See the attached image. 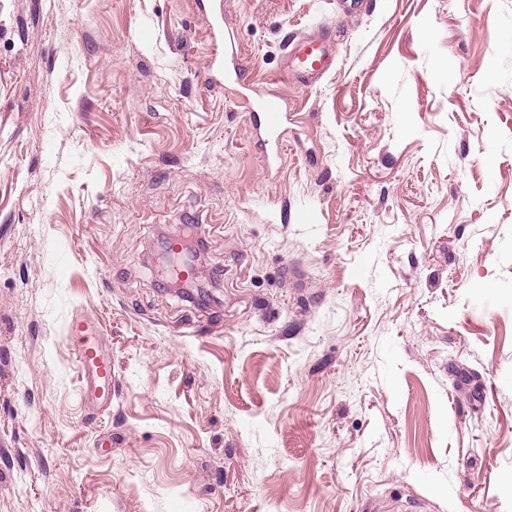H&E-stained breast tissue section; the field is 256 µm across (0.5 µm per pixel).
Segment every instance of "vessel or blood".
<instances>
[{
  "mask_svg": "<svg viewBox=\"0 0 512 512\" xmlns=\"http://www.w3.org/2000/svg\"><path fill=\"white\" fill-rule=\"evenodd\" d=\"M336 37L331 29L318 28L291 38L286 46L285 65L281 78L301 87H309L322 79L333 64ZM259 126L263 131V154L267 163L277 162L284 148L283 137L292 118L288 104L281 97L267 95L256 103ZM82 321H74L68 329L75 360L84 387L109 393L112 390V372L102 359L94 337L81 335Z\"/></svg>",
  "mask_w": 512,
  "mask_h": 512,
  "instance_id": "vessel-or-blood-1",
  "label": "vessel or blood"
}]
</instances>
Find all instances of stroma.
<instances>
[{
  "label": "stroma",
  "mask_w": 512,
  "mask_h": 512,
  "mask_svg": "<svg viewBox=\"0 0 512 512\" xmlns=\"http://www.w3.org/2000/svg\"><path fill=\"white\" fill-rule=\"evenodd\" d=\"M319 26L335 72L275 80ZM227 33L293 115L274 166ZM182 224L204 308L154 286ZM511 485L512 0H0V512H512ZM84 320L74 321L68 329L66 340L69 341L75 354L77 367L81 373L84 390L90 388L95 392L100 389L102 395L111 392L112 401V372L111 368L101 358L100 347L93 336H73L82 332Z\"/></svg>",
  "instance_id": "1"
}]
</instances>
